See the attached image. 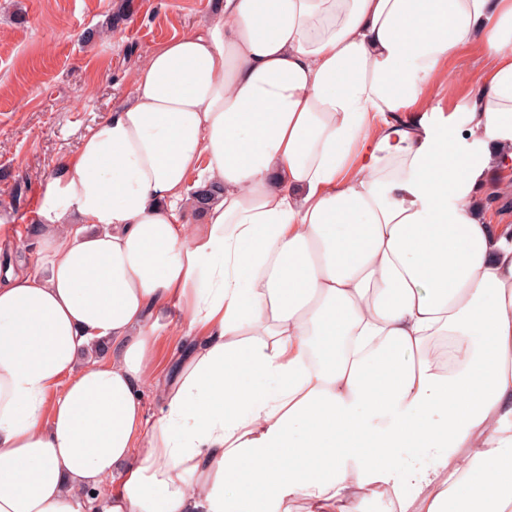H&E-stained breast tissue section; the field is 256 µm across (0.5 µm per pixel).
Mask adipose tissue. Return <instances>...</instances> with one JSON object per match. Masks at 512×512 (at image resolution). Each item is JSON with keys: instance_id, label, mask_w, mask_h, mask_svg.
<instances>
[{"instance_id": "adipose-tissue-1", "label": "adipose tissue", "mask_w": 512, "mask_h": 512, "mask_svg": "<svg viewBox=\"0 0 512 512\" xmlns=\"http://www.w3.org/2000/svg\"><path fill=\"white\" fill-rule=\"evenodd\" d=\"M464 49L489 64L445 115ZM490 167L512 181V0H223L47 178L42 271L0 275V512H352L362 483L512 512ZM182 335L183 333L179 330L177 324L173 323L162 325L155 331V336L157 338V379H160L165 375L171 359V353L174 348L181 344L183 338Z\"/></svg>"}]
</instances>
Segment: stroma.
<instances>
[{
	"instance_id": "35a3bbf8",
	"label": "stroma",
	"mask_w": 512,
	"mask_h": 512,
	"mask_svg": "<svg viewBox=\"0 0 512 512\" xmlns=\"http://www.w3.org/2000/svg\"><path fill=\"white\" fill-rule=\"evenodd\" d=\"M112 8L113 0H0V223L18 220L25 230L20 242L0 244V266L28 271L38 263L29 229L41 222L31 201L42 196L44 176L125 101L138 63L215 17L220 0H132L114 41H85L84 32L101 30ZM486 65L461 52L449 67L448 91H432L430 106L448 112Z\"/></svg>"
}]
</instances>
